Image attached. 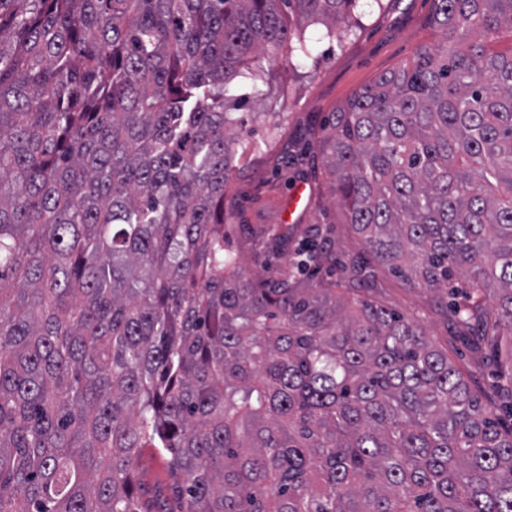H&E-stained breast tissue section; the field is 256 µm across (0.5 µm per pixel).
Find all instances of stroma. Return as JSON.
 <instances>
[{
  "label": "stroma",
  "instance_id": "1",
  "mask_svg": "<svg viewBox=\"0 0 512 512\" xmlns=\"http://www.w3.org/2000/svg\"><path fill=\"white\" fill-rule=\"evenodd\" d=\"M432 9V0H359L356 22L345 38L328 35L320 22L309 23L306 62L296 68L285 64L269 68L264 97H255L251 86L240 85L242 103L233 116L244 129L237 146L242 157L224 197V210L232 216L230 240L246 273L260 276L275 270L264 249L255 246L251 227L297 223L314 184L308 163L287 167L283 156L320 136L331 113L355 91L410 63L421 46L434 42L429 24ZM322 207L311 220L336 222L333 248L341 261L365 258L359 235L343 223L332 195H323ZM379 281L377 301L397 313L424 314L429 341L447 353L484 399L496 398L499 371L511 365L512 358L494 356L488 349L474 354L433 313L432 293L409 287L385 268Z\"/></svg>",
  "mask_w": 512,
  "mask_h": 512
}]
</instances>
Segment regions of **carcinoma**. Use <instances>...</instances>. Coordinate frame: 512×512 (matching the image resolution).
<instances>
[{
    "instance_id": "obj_1",
    "label": "carcinoma",
    "mask_w": 512,
    "mask_h": 512,
    "mask_svg": "<svg viewBox=\"0 0 512 512\" xmlns=\"http://www.w3.org/2000/svg\"><path fill=\"white\" fill-rule=\"evenodd\" d=\"M358 0H0V512H512V426L419 318L303 272L332 228L226 248L231 82L302 63ZM437 40L355 92L323 168L371 260L512 350V0H433ZM462 278L461 299L443 300ZM138 477L149 489L161 488L169 498L172 511H178L179 505L167 489L170 479L167 461L150 448H145L141 453Z\"/></svg>"
}]
</instances>
